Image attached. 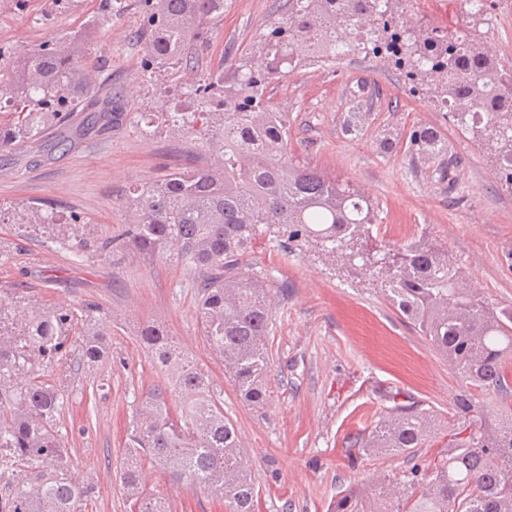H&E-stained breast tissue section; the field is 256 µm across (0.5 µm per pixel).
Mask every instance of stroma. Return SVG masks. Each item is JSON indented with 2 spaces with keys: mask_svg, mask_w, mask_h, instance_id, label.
Wrapping results in <instances>:
<instances>
[{
  "mask_svg": "<svg viewBox=\"0 0 512 512\" xmlns=\"http://www.w3.org/2000/svg\"><path fill=\"white\" fill-rule=\"evenodd\" d=\"M103 0H0V52L15 56L84 27ZM112 19L95 33L85 65L99 73L122 120L68 150L52 149L60 132L79 123L86 98L64 110L40 141L0 151V289L23 288L48 306L100 308L109 355L93 367L55 365L52 380L69 400L61 431L80 484L92 485L90 512H128L119 480L129 423L142 392L164 385L139 339L146 322L162 323L209 375L234 425L259 491V512H328L341 490L368 474H398L405 456L368 455L348 465L349 436L369 432L386 415L389 392L401 390L448 425V403L460 382L447 360L385 299L375 278L332 265L310 249L290 252L261 236L252 259L271 289L270 402L247 405L208 347L197 324L198 293L180 264L131 250L103 255L100 242L127 224L131 186L196 165L200 143L174 135L172 112H201L203 89L231 81L251 64L274 28L288 18V0H224V12L186 47V62L152 66L149 0H112ZM396 15L453 36L468 34L465 0H393ZM479 42L491 59L512 53V8L485 0ZM372 53L308 60L263 95L289 121L297 161L349 181L378 207L373 243H406L426 235L481 287L496 306L512 305V189L503 185L484 147L437 111L419 80L398 67L378 68ZM192 74L194 83L184 80ZM359 108L366 120L348 135L345 117ZM151 118L152 135L142 132ZM432 127L448 152L432 163H411L413 130ZM397 136V151L380 146ZM452 181L438 182L436 167ZM51 214L56 228L22 221L27 207ZM76 225L83 254L63 245L64 225ZM92 388L95 401L80 397ZM145 479L185 512H224L193 486L173 487L160 473Z\"/></svg>",
  "mask_w": 512,
  "mask_h": 512,
  "instance_id": "stroma-1",
  "label": "stroma"
}]
</instances>
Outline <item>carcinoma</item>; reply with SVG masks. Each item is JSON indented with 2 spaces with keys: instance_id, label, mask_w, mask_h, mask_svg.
Returning a JSON list of instances; mask_svg holds the SVG:
<instances>
[{
  "instance_id": "cac0c4a2",
  "label": "carcinoma",
  "mask_w": 512,
  "mask_h": 512,
  "mask_svg": "<svg viewBox=\"0 0 512 512\" xmlns=\"http://www.w3.org/2000/svg\"><path fill=\"white\" fill-rule=\"evenodd\" d=\"M288 35L265 43L266 67L243 71L224 87V111L202 141L192 168L130 189L126 204L138 216L101 250L125 248L175 258L199 288L197 321L241 398L262 408L269 400L271 289L261 271L242 268L262 232L282 247H316L343 264L385 276L389 303L456 370L461 387L449 401L447 447L429 472L420 449L438 438L435 419L411 397L389 396L390 415L354 439L347 459L371 453L400 454L398 476L370 475L364 486L338 493L331 512H512V305L495 307L480 297L448 251L421 235L406 244L369 247L378 206L350 182L293 162L288 115L262 99L261 84L309 58L341 55L331 30L336 21L362 19L387 30L395 16L390 0H288ZM147 53L161 67L182 59L186 43L224 13V0H151ZM86 30L56 44L5 58L0 55V104L15 120L0 126V149L30 144L84 94ZM398 61L429 79L433 98L454 102L453 124L494 155L512 187V106L499 93L507 77L465 35L411 29ZM485 109L471 122L466 109ZM112 100L95 102L82 122L64 132L72 147L112 126ZM408 148L421 158L448 153V140L433 128L413 131ZM98 307L77 311L47 307L20 291H0V512H84L91 489L70 478L65 438L58 427L66 391L49 370L71 351L68 327L80 319L86 332L79 360L101 361L107 339L98 329ZM166 376L165 387L141 397L120 468L130 512H173L147 488L149 470L175 486L203 488L229 512H255L257 493L233 424L208 375L160 324L139 332ZM500 399L488 409L486 396Z\"/></svg>"
}]
</instances>
